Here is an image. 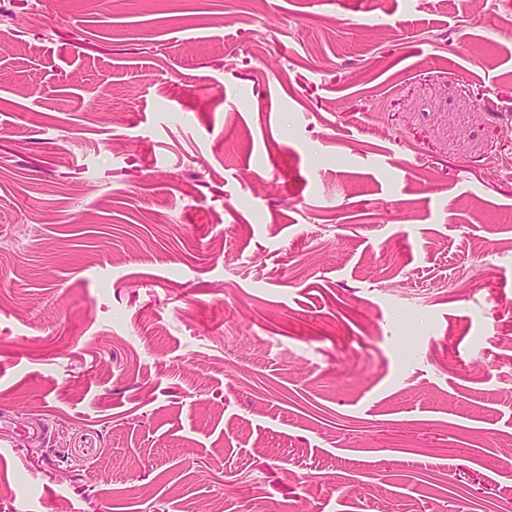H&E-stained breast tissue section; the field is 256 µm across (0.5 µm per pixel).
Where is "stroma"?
<instances>
[{"label":"stroma","instance_id":"obj_1","mask_svg":"<svg viewBox=\"0 0 512 512\" xmlns=\"http://www.w3.org/2000/svg\"><path fill=\"white\" fill-rule=\"evenodd\" d=\"M0 0V512H501L512 0Z\"/></svg>","mask_w":512,"mask_h":512}]
</instances>
